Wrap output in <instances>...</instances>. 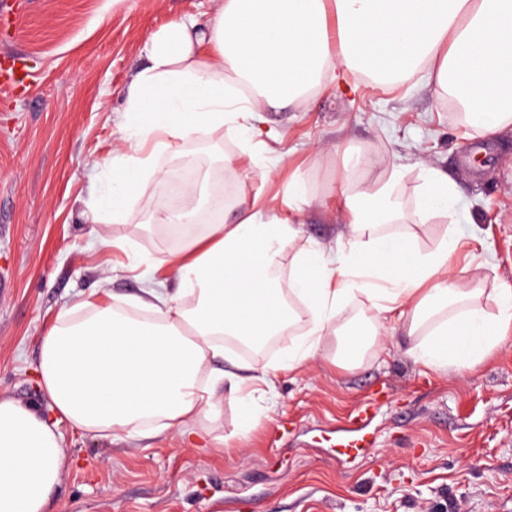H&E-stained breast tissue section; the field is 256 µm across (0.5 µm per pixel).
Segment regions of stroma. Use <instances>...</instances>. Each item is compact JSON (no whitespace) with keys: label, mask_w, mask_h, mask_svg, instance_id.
Instances as JSON below:
<instances>
[{"label":"stroma","mask_w":512,"mask_h":512,"mask_svg":"<svg viewBox=\"0 0 512 512\" xmlns=\"http://www.w3.org/2000/svg\"><path fill=\"white\" fill-rule=\"evenodd\" d=\"M208 0H29L21 32L0 33V58L29 72L20 95L0 89V398L46 406L38 386L40 339L65 307L82 300L122 303L142 284L117 271L123 254L91 235L92 162L129 150L118 123L127 89L152 33ZM263 158H250L225 128L179 142L159 160L163 177L136 197L124 221L109 224L143 259L175 250L183 232L155 223L167 184H208L222 172L232 192L221 214L254 197L291 216L299 245L349 236L333 197L345 179L371 184L401 170L397 231L432 250L444 233L460 242L452 272L478 276L480 304L496 312V290L512 286V126L494 138L448 110L429 70L383 88L357 74L314 91L303 103L264 113ZM355 150L383 166L346 174ZM278 159L276 169L265 158ZM232 159L235 173L224 170ZM454 182L452 217L423 219L415 204L422 175ZM300 181L307 202L289 210ZM402 329L361 364H334L327 339L302 369L281 374L277 395L259 401L249 430L223 398L219 415L195 426L206 449L171 431L151 440L94 437L61 425L67 468L53 512H507L512 507V336L476 368L430 370L406 354ZM378 403L368 458L337 457L354 406Z\"/></svg>","instance_id":"35a3bbf8"}]
</instances>
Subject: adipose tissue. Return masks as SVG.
<instances>
[{
    "mask_svg": "<svg viewBox=\"0 0 512 512\" xmlns=\"http://www.w3.org/2000/svg\"><path fill=\"white\" fill-rule=\"evenodd\" d=\"M148 60L132 80L124 123L142 145L112 159V191L92 212L97 224L124 220L129 203L161 173L160 155L196 132L226 127L250 152L264 112L360 73L375 85L431 69L440 91L466 108L470 125L493 134L512 124V0H211L210 12L170 23L146 40ZM400 170L340 195L349 237L335 251L296 248L297 230L270 202L254 198L234 223L210 225L152 262L133 318L119 306L79 301L40 342L37 368L48 410L0 399V512H51L67 457L61 423L95 437L149 439L173 430L196 442L193 424L235 397L243 428L257 399L276 392L280 373L312 358L328 336L345 364L380 345L386 324L401 326L408 354L426 368L479 365L512 332V287L497 313L477 302L473 278L452 274L456 247L444 236L421 252L392 231ZM422 214L451 216L453 181L423 175ZM295 255L288 286L277 274ZM360 295L362 322L339 324L346 298ZM302 309L290 306V299ZM305 327L276 363L255 367L225 337L254 342ZM224 368H214V361Z\"/></svg>",
    "mask_w": 512,
    "mask_h": 512,
    "instance_id": "1",
    "label": "adipose tissue"
}]
</instances>
